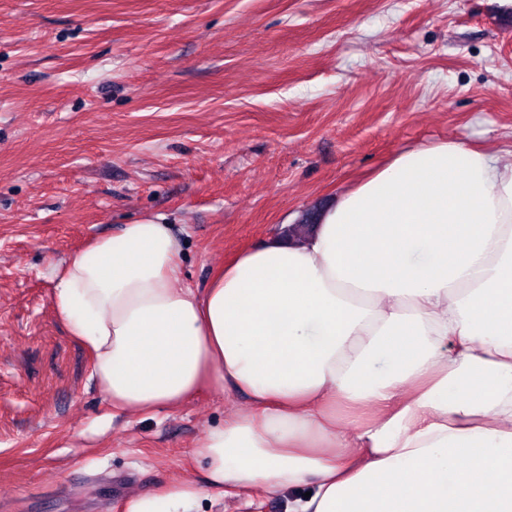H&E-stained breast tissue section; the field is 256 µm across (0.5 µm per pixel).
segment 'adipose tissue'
<instances>
[{"label": "adipose tissue", "mask_w": 512, "mask_h": 512, "mask_svg": "<svg viewBox=\"0 0 512 512\" xmlns=\"http://www.w3.org/2000/svg\"><path fill=\"white\" fill-rule=\"evenodd\" d=\"M146 217L54 270L58 318L116 409L243 396L196 448L208 480L289 512H512V164L420 144L300 239L239 249L203 288ZM308 487L310 497L298 488ZM189 476L129 512H199Z\"/></svg>", "instance_id": "1"}]
</instances>
